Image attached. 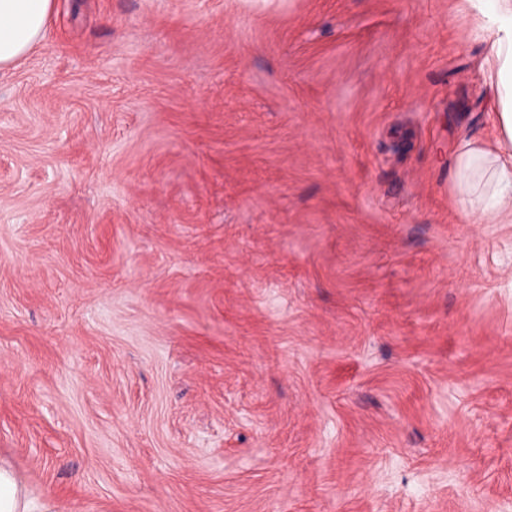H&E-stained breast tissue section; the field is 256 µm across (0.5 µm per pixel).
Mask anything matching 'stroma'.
<instances>
[{
    "instance_id": "obj_1",
    "label": "stroma",
    "mask_w": 512,
    "mask_h": 512,
    "mask_svg": "<svg viewBox=\"0 0 512 512\" xmlns=\"http://www.w3.org/2000/svg\"><path fill=\"white\" fill-rule=\"evenodd\" d=\"M0 70V456L53 512H512V223L467 0H54Z\"/></svg>"
}]
</instances>
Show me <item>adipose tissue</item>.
I'll list each match as a JSON object with an SVG mask.
<instances>
[{"instance_id": "1", "label": "adipose tissue", "mask_w": 512, "mask_h": 512, "mask_svg": "<svg viewBox=\"0 0 512 512\" xmlns=\"http://www.w3.org/2000/svg\"><path fill=\"white\" fill-rule=\"evenodd\" d=\"M485 34L486 79L494 92L498 139L466 138L453 165L455 197L480 224L512 220V0H469ZM54 0H0V68L39 42ZM0 512H50L37 506L11 465L0 460Z\"/></svg>"}]
</instances>
